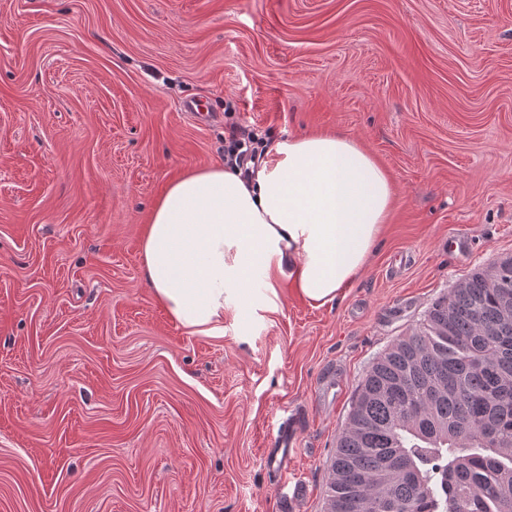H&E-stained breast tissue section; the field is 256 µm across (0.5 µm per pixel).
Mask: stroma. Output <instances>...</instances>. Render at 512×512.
I'll return each mask as SVG.
<instances>
[{"label": "stroma", "instance_id": "obj_1", "mask_svg": "<svg viewBox=\"0 0 512 512\" xmlns=\"http://www.w3.org/2000/svg\"><path fill=\"white\" fill-rule=\"evenodd\" d=\"M230 120L270 146L344 133L397 201L336 301L285 284L278 311L192 335L141 238L170 181L223 163ZM505 254L512 0H0V512H323L365 372ZM294 426L283 429L275 444L276 448H266L264 457L267 465L274 471L284 469L288 466V447L293 448L295 439Z\"/></svg>", "mask_w": 512, "mask_h": 512}]
</instances>
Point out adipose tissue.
Segmentation results:
<instances>
[{"label": "adipose tissue", "mask_w": 512, "mask_h": 512, "mask_svg": "<svg viewBox=\"0 0 512 512\" xmlns=\"http://www.w3.org/2000/svg\"><path fill=\"white\" fill-rule=\"evenodd\" d=\"M395 204L389 174L356 140L291 137L266 149L250 177L217 164L172 180L144 228L142 275L188 333L220 336L225 312L277 311L283 283L313 306L335 301Z\"/></svg>", "instance_id": "obj_1"}]
</instances>
